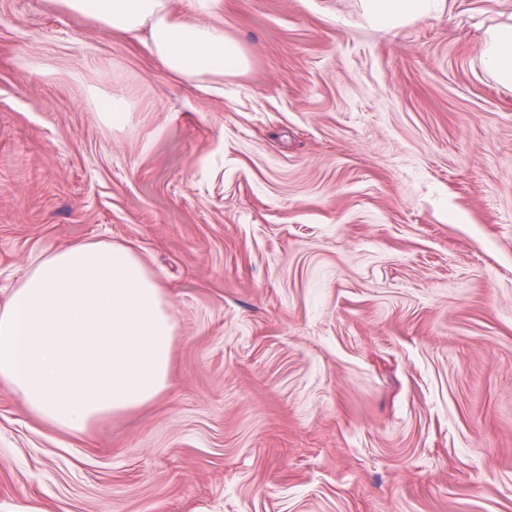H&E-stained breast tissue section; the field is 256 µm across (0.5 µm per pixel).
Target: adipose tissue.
<instances>
[{
  "label": "adipose tissue",
  "mask_w": 512,
  "mask_h": 512,
  "mask_svg": "<svg viewBox=\"0 0 512 512\" xmlns=\"http://www.w3.org/2000/svg\"><path fill=\"white\" fill-rule=\"evenodd\" d=\"M445 0H362L371 27L393 31L443 12ZM113 32H150L168 74L194 80L248 64L216 22L176 17L168 0H63ZM482 58L512 84V14L487 34ZM176 322L158 283L130 248L76 243L42 259L0 299V383L37 422L80 437L98 422L153 403L166 389Z\"/></svg>",
  "instance_id": "ef3b65f1"
}]
</instances>
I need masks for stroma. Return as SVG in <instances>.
I'll return each instance as SVG.
<instances>
[{
    "label": "stroma",
    "mask_w": 512,
    "mask_h": 512,
    "mask_svg": "<svg viewBox=\"0 0 512 512\" xmlns=\"http://www.w3.org/2000/svg\"><path fill=\"white\" fill-rule=\"evenodd\" d=\"M171 7L246 69L0 0V296L107 240L178 329L160 397L84 438L0 385V512H512V86L482 59L512 0L392 32L361 0ZM101 108L103 112L100 114L103 120L112 129H122L128 124L131 109L122 90H114L101 104Z\"/></svg>",
    "instance_id": "stroma-1"
}]
</instances>
